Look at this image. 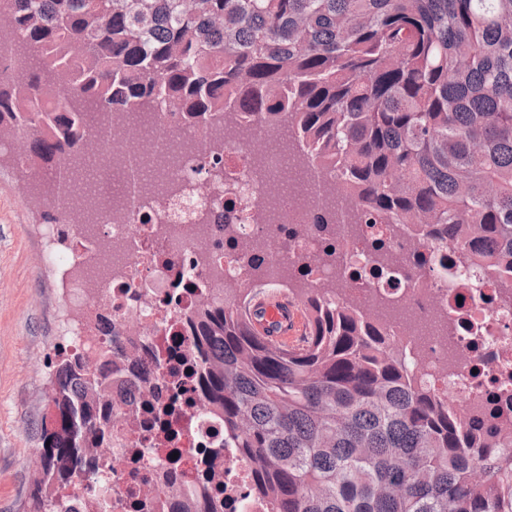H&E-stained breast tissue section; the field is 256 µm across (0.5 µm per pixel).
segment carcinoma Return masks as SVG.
<instances>
[{"instance_id":"1","label":"carcinoma","mask_w":512,"mask_h":512,"mask_svg":"<svg viewBox=\"0 0 512 512\" xmlns=\"http://www.w3.org/2000/svg\"><path fill=\"white\" fill-rule=\"evenodd\" d=\"M1 15L28 63L0 64V141L24 143L50 202L85 165L91 111L102 136L123 112L222 128L226 146L286 131L288 163L338 179L306 223L390 224L445 266L457 251L512 275V0H0ZM224 237L268 285L266 246ZM309 267L276 282L303 318L296 345L256 332L251 288L214 284L192 317L201 392L266 512H512V430L419 382L386 322L406 300L362 281L371 304L352 307ZM111 376L104 342L58 352L27 512H72L59 489L112 471Z\"/></svg>"}]
</instances>
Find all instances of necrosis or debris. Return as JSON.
Instances as JSON below:
<instances>
[{"label":"necrosis or debris","mask_w":512,"mask_h":512,"mask_svg":"<svg viewBox=\"0 0 512 512\" xmlns=\"http://www.w3.org/2000/svg\"><path fill=\"white\" fill-rule=\"evenodd\" d=\"M222 135L219 129L165 122L147 132L134 114H126L121 137L138 151L143 189H132L127 165L110 161L111 143L101 140L93 165L74 180L76 191L94 198L95 209L79 223L44 229L42 261L64 288L65 306L111 317L112 351L125 362L112 372V431L119 441L107 487L120 501L114 512H136L135 502L152 494L162 472L176 484L156 499L153 512H204L193 492L201 474L218 468L223 482L211 486L210 500L221 501L223 512H265L251 490L249 468L222 445L224 426L209 412L189 357L190 320L210 275L223 274L228 283L248 278L247 260L224 243L225 223L234 224L238 238L268 244L281 265L335 251V260L313 266V283L333 288L370 273L381 290H407L403 274H375L371 263L375 246L384 241L400 257L412 250L409 239L389 240L386 225H362L354 237L301 222L287 231L279 226L278 216L301 218L323 208V185L304 200L280 183L276 218L259 224L250 206L266 202L270 184L252 178L246 145L219 157L236 180L235 191L208 183L184 145ZM408 292L413 322L394 323L393 331H418L412 353L422 377L447 388L464 408L481 397L487 423L512 424V304L505 302L504 288L464 265L425 273ZM438 314L447 316V329L436 324Z\"/></svg>","instance_id":"obj_1"}]
</instances>
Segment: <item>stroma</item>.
Segmentation results:
<instances>
[{
  "instance_id": "35a3bbf8",
  "label": "stroma",
  "mask_w": 512,
  "mask_h": 512,
  "mask_svg": "<svg viewBox=\"0 0 512 512\" xmlns=\"http://www.w3.org/2000/svg\"><path fill=\"white\" fill-rule=\"evenodd\" d=\"M0 152V512H23L61 341L59 292L39 267L45 204Z\"/></svg>"
}]
</instances>
